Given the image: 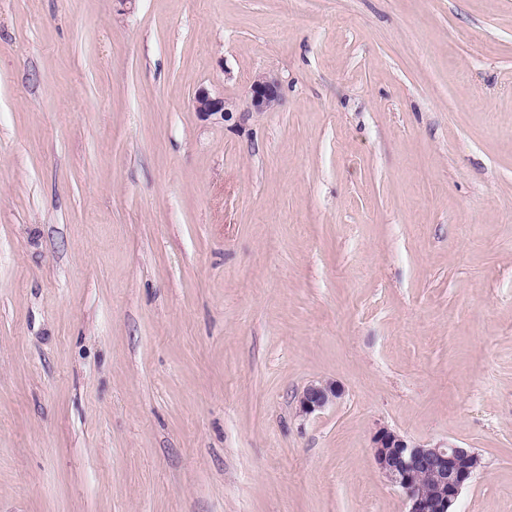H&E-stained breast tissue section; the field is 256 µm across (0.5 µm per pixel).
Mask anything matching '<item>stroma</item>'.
I'll return each instance as SVG.
<instances>
[{"label":"stroma","mask_w":512,"mask_h":512,"mask_svg":"<svg viewBox=\"0 0 512 512\" xmlns=\"http://www.w3.org/2000/svg\"><path fill=\"white\" fill-rule=\"evenodd\" d=\"M382 427L512 512V0H0V512H406ZM281 98L279 80L270 75L260 74L250 86V102L247 112H267L277 107ZM192 107L203 117L220 116L226 118L237 111L236 104L224 96L212 95L207 89H199L192 100ZM342 390L336 382L317 381L310 383L298 398L300 416H310L336 403Z\"/></svg>","instance_id":"stroma-1"}]
</instances>
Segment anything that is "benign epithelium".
<instances>
[{
	"label": "benign epithelium",
	"mask_w": 512,
	"mask_h": 512,
	"mask_svg": "<svg viewBox=\"0 0 512 512\" xmlns=\"http://www.w3.org/2000/svg\"><path fill=\"white\" fill-rule=\"evenodd\" d=\"M282 98L277 78L258 75L250 86L249 112H267ZM194 111L204 117L226 118L237 111L236 104L202 88L192 100ZM340 386L330 381L310 383L298 398V413L307 417L336 403ZM374 463L383 477L401 490L407 512H456L463 489L475 478L481 458L472 448L455 443H417L382 427L373 439Z\"/></svg>",
	"instance_id": "1"
}]
</instances>
